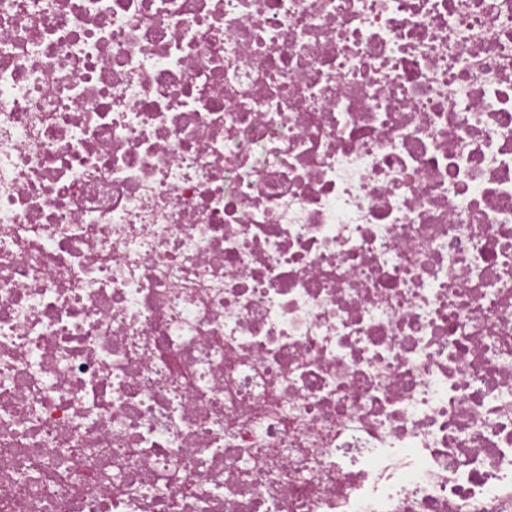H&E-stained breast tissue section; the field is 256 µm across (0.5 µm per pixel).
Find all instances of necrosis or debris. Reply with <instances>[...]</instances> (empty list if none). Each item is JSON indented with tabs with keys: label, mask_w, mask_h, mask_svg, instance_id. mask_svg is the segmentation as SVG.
<instances>
[{
	"label": "necrosis or debris",
	"mask_w": 512,
	"mask_h": 512,
	"mask_svg": "<svg viewBox=\"0 0 512 512\" xmlns=\"http://www.w3.org/2000/svg\"><path fill=\"white\" fill-rule=\"evenodd\" d=\"M0 512H512V0H0Z\"/></svg>",
	"instance_id": "1"
}]
</instances>
